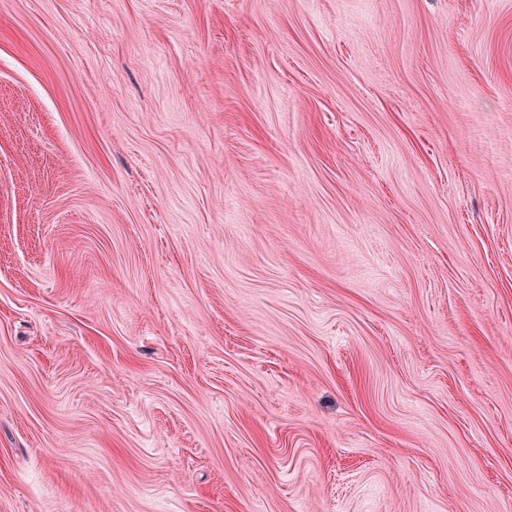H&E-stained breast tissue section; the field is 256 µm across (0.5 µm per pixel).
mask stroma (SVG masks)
<instances>
[{"mask_svg":"<svg viewBox=\"0 0 512 512\" xmlns=\"http://www.w3.org/2000/svg\"><path fill=\"white\" fill-rule=\"evenodd\" d=\"M0 512H512V0H0Z\"/></svg>","mask_w":512,"mask_h":512,"instance_id":"1","label":"stroma"}]
</instances>
